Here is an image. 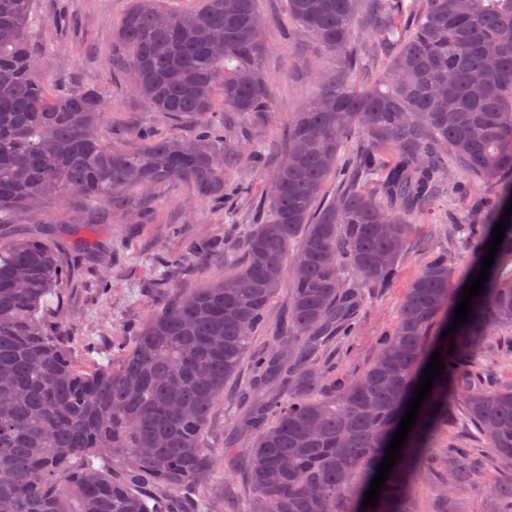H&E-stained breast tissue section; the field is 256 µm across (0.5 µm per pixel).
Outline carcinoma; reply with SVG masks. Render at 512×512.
Masks as SVG:
<instances>
[{
    "label": "carcinoma",
    "instance_id": "cac0c4a2",
    "mask_svg": "<svg viewBox=\"0 0 512 512\" xmlns=\"http://www.w3.org/2000/svg\"><path fill=\"white\" fill-rule=\"evenodd\" d=\"M287 3L335 58L336 73L297 113L276 169L281 190L266 193L246 256L224 279L176 288L162 274L168 304L84 370L54 321L65 299L63 259L43 240L0 236V502L13 512H211L213 500L190 504L185 494L214 471L211 413L247 359L250 401L232 433L249 448L252 496L243 512H412L416 492L443 466L448 488L468 484L481 465L474 449L454 443L428 455L458 405L496 459L512 466V386L480 379L485 343L512 327V215L470 320L445 338L431 335L437 323L451 325L512 203V0H413L408 35L393 0ZM34 9L35 0H0V225L41 218L61 195L116 204L170 184L224 204L227 114L267 111L258 0H200L185 14L163 0H132L112 54L141 68L131 89L153 111L199 125L191 140L137 129V149L102 138L103 90L47 91L31 48ZM359 18L396 46L368 88L347 79L370 66L369 50L355 41ZM218 39L222 56L212 50ZM356 128L366 139L347 157L346 135ZM449 157L465 175L501 181L500 195L473 203L453 224L472 268L461 276L447 253L436 254L407 288L369 367L327 382L320 352L358 333L365 289L397 278L419 213L449 181ZM332 177L336 193L323 203ZM290 266L305 274H291L288 324L255 354L252 339ZM438 348L444 374L377 507L364 509ZM491 494L494 512H512V478Z\"/></svg>",
    "mask_w": 512,
    "mask_h": 512
}]
</instances>
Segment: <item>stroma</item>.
<instances>
[{"label": "stroma", "instance_id": "1", "mask_svg": "<svg viewBox=\"0 0 512 512\" xmlns=\"http://www.w3.org/2000/svg\"><path fill=\"white\" fill-rule=\"evenodd\" d=\"M130 4L131 0H36L39 23L31 38L41 53L46 87L53 94L75 85L105 90L102 134L112 143L130 144V131L139 127L167 136L192 137L196 124L173 122L153 111L129 89L112 59V41ZM259 10L264 20L262 33L270 46L262 65L269 104L265 113L237 118L232 132L229 146L238 161L227 178L240 188V195L214 207L197 199L187 186H163L131 199V206L142 215L138 224L127 223L120 209L111 205L57 197L47 205L57 223L22 217L0 229L7 235L49 240L63 258L69 276L65 305L57 317L68 331L80 365H87V352L111 348L113 337L131 336L148 310L169 300L170 291L158 286L156 256L174 262V280L182 288L223 277L225 238L233 239L236 256H244L243 231L257 221L255 204L264 193L268 174L287 150L295 115L303 100L318 91L322 74L335 68L333 58L289 21L287 0H259ZM255 147L262 150L264 169H257L250 159ZM499 191L497 181L473 179L466 184L465 196L450 193L424 209L407 241L397 279L390 287L369 289L359 314L360 332L339 337L324 352L333 375L351 379L371 364L381 337L397 320L405 288L435 251L447 250L454 266L467 270L471 254L451 235L445 215L460 209L464 198L493 197ZM203 238L215 242L214 251L205 260L182 262L186 246ZM225 451L209 487L224 491L223 512H240L250 488L237 465V450ZM505 473L502 467L482 469L470 485L454 490L452 502L446 505L439 502L437 487H423L415 497V512H492L489 487Z\"/></svg>", "mask_w": 512, "mask_h": 512}]
</instances>
